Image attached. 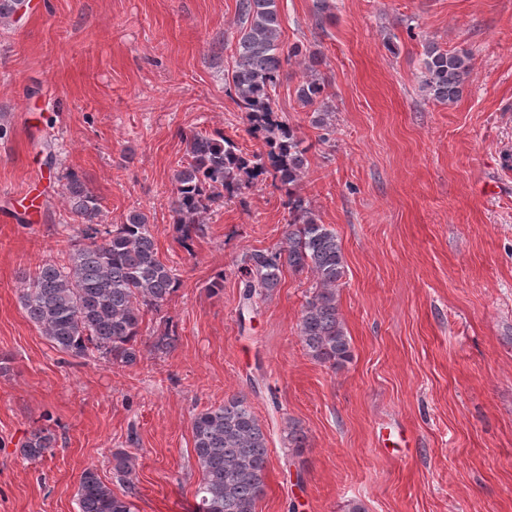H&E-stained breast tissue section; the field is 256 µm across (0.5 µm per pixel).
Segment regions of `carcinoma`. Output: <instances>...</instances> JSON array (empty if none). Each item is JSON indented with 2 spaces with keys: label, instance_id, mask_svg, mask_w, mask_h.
I'll return each instance as SVG.
<instances>
[{
  "label": "carcinoma",
  "instance_id": "carcinoma-1",
  "mask_svg": "<svg viewBox=\"0 0 512 512\" xmlns=\"http://www.w3.org/2000/svg\"><path fill=\"white\" fill-rule=\"evenodd\" d=\"M24 0H0V23L18 14ZM238 35L235 65L228 79L241 111L263 150L247 153L222 132L195 131L186 137V159L174 170L170 209L180 240L203 231L202 217L223 200L240 196L256 181H271L285 197L288 224L276 246L241 255L236 268L242 292L240 311L255 310L278 288L283 270L303 275L305 295L297 331L306 354L339 369L353 360L350 336L340 312V286L347 274L336 232L318 218L297 188L308 169L309 147L277 109L275 94L284 63L303 67L297 87L300 104L313 111L315 124L327 130L335 112L324 98V78L315 54L281 41L280 0H236ZM424 89L432 99L456 101L472 70L469 53L448 52L430 42L424 49ZM67 201L74 220L86 225L82 239L70 243L63 263H48L22 278L20 303L26 318L51 346L73 358L90 355L117 367L139 362L138 341L144 316L161 314L181 281L158 255L148 216L128 213L122 224L105 231L94 227L100 200L88 183L72 177ZM176 345L168 327L152 343L167 353ZM193 455L199 481L195 512H256L268 469L270 431L256 416L249 396L239 392L224 403L196 413L191 421ZM291 456L300 457L307 436L295 422L284 430ZM55 439L39 430L24 442V459L53 453ZM118 481L130 483L133 458L113 456ZM78 512H133L128 495L108 486L94 467L78 479Z\"/></svg>",
  "mask_w": 512,
  "mask_h": 512
}]
</instances>
